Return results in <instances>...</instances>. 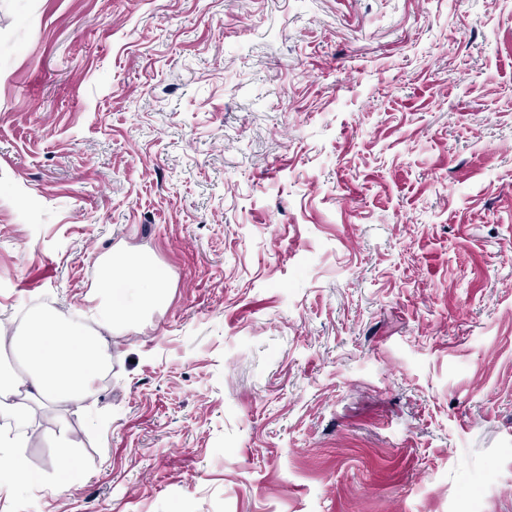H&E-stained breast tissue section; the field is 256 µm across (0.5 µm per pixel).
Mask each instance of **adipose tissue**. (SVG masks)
I'll return each instance as SVG.
<instances>
[{"label": "adipose tissue", "mask_w": 512, "mask_h": 512, "mask_svg": "<svg viewBox=\"0 0 512 512\" xmlns=\"http://www.w3.org/2000/svg\"><path fill=\"white\" fill-rule=\"evenodd\" d=\"M101 271L86 308L63 313L36 309L0 336V350L15 351L23 372L0 377V417L24 424L35 410L63 408L94 394L110 361L109 333L139 324L167 300L164 271L143 252L116 247L100 259ZM122 301H114L115 290ZM27 436L0 430V493H18L32 482L24 453Z\"/></svg>", "instance_id": "adipose-tissue-1"}]
</instances>
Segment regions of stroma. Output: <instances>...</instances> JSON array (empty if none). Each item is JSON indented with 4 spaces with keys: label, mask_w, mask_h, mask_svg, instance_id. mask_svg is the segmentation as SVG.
Segmentation results:
<instances>
[{
    "label": "stroma",
    "mask_w": 512,
    "mask_h": 512,
    "mask_svg": "<svg viewBox=\"0 0 512 512\" xmlns=\"http://www.w3.org/2000/svg\"><path fill=\"white\" fill-rule=\"evenodd\" d=\"M117 246L0 512H512V0H0V310ZM100 266L86 310L38 308L11 327L10 336L0 321V350L9 347L24 365L23 372L0 377L1 418L23 425L45 404L65 408L94 394L111 357L104 332L134 327L166 302L165 272L148 254L115 247ZM117 283L124 287L119 304L113 299Z\"/></svg>",
    "instance_id": "35a3bbf8"
}]
</instances>
